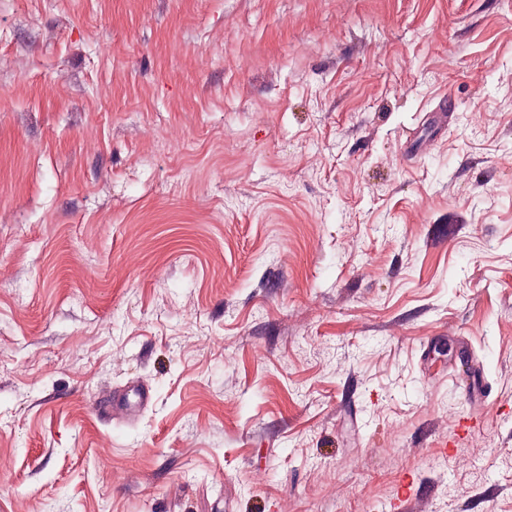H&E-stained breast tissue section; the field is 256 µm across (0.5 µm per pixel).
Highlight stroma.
<instances>
[{"label": "stroma", "instance_id": "stroma-1", "mask_svg": "<svg viewBox=\"0 0 512 512\" xmlns=\"http://www.w3.org/2000/svg\"><path fill=\"white\" fill-rule=\"evenodd\" d=\"M508 156L512 0H0V512H512Z\"/></svg>", "mask_w": 512, "mask_h": 512}]
</instances>
